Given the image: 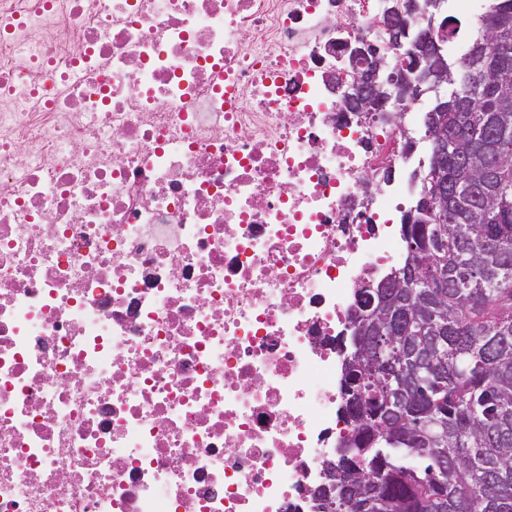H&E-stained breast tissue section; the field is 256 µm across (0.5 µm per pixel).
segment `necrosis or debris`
Returning <instances> with one entry per match:
<instances>
[{"label":"necrosis or debris","instance_id":"necrosis-or-debris-1","mask_svg":"<svg viewBox=\"0 0 512 512\" xmlns=\"http://www.w3.org/2000/svg\"><path fill=\"white\" fill-rule=\"evenodd\" d=\"M381 8L0 0V512H312L424 160L341 102Z\"/></svg>","mask_w":512,"mask_h":512}]
</instances>
